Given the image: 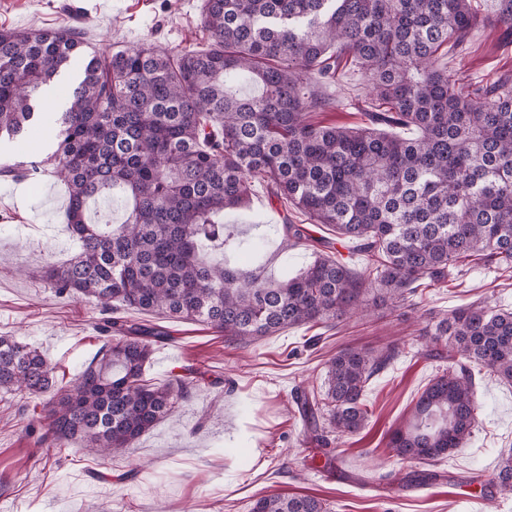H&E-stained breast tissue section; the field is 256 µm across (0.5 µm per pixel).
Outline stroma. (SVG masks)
Listing matches in <instances>:
<instances>
[{"instance_id": "1", "label": "stroma", "mask_w": 512, "mask_h": 512, "mask_svg": "<svg viewBox=\"0 0 512 512\" xmlns=\"http://www.w3.org/2000/svg\"><path fill=\"white\" fill-rule=\"evenodd\" d=\"M203 0H0V28L67 31L81 16L87 51H118L151 43L175 56L210 45L201 24ZM449 70L471 80L512 73V34L487 25L466 50L450 53ZM336 108L314 113L323 125H364L365 82L355 68L322 86ZM65 185L46 175L38 183L0 177V336L32 344L54 364L65 384L106 340L102 314L92 303L57 297L41 277L43 267L77 250L67 229ZM309 224L290 203L269 200L255 184L246 208L228 210L233 236L224 250L230 263H247L252 241L263 243L258 274L269 281L295 275L316 258L314 239L293 245L283 220ZM512 309V275L490 266L453 272L443 288L419 289L410 304H381L338 325H304L261 338L248 347L203 323L151 314L142 324L167 331L145 377L166 383L197 369L196 389L174 413L130 448L106 459L79 449L45 454L37 440L45 431L38 399L0 398V512H249L269 493L325 494L333 512H512V499L481 500L470 476H494L502 455L512 452V384L485 379L478 391L473 432L464 448L436 466V484L398 483L409 464L387 446L405 427L416 399L436 374L438 360L420 354L422 331L445 313L471 304ZM399 349L373 377L365 395L366 427L353 436L328 434L336 450L332 472L312 469V453L295 415L296 388L321 389L325 364L344 348Z\"/></svg>"}]
</instances>
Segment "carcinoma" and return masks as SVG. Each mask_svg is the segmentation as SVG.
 <instances>
[{
	"label": "carcinoma",
	"instance_id": "obj_1",
	"mask_svg": "<svg viewBox=\"0 0 512 512\" xmlns=\"http://www.w3.org/2000/svg\"><path fill=\"white\" fill-rule=\"evenodd\" d=\"M204 0L211 49L172 58L149 44L82 58V75L51 121L56 151L0 167V176L51 173L68 189L77 252L42 272L56 295L107 314V335L63 387L36 348L0 336V393L42 399L44 448L94 455L128 448L195 384L144 379L167 332L122 316L152 312L200 322L244 345L281 330L334 323L368 301L404 305L441 287L463 265L512 273V74L487 84L448 70V46H465L491 22L512 33V0ZM83 40L66 33L0 30V139L22 141L38 119L36 96L67 69ZM347 65L366 81L367 123L326 126L310 114L332 102L317 86ZM245 79L258 88H235ZM413 131L391 135L378 126ZM313 223L336 229L365 257L364 272L324 252L294 277L266 283L211 261L224 242V210L253 184ZM130 199L124 219L88 221L90 204ZM284 240H312L283 224ZM426 351L448 360L419 395L412 421L388 447L436 465L464 447L485 376L512 383V311L472 304L435 324ZM398 350L347 349L326 363L323 390L295 396L306 439L352 435L368 419L370 379ZM489 484L512 495V454ZM250 512H331L320 494H270Z\"/></svg>",
	"mask_w": 512,
	"mask_h": 512
}]
</instances>
